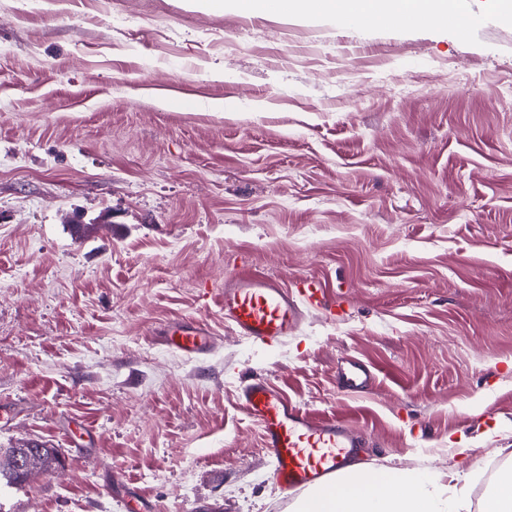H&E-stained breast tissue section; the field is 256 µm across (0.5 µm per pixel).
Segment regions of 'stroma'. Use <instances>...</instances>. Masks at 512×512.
Wrapping results in <instances>:
<instances>
[{
	"instance_id": "1",
	"label": "stroma",
	"mask_w": 512,
	"mask_h": 512,
	"mask_svg": "<svg viewBox=\"0 0 512 512\" xmlns=\"http://www.w3.org/2000/svg\"><path fill=\"white\" fill-rule=\"evenodd\" d=\"M468 10L460 37L0 0V448L65 459L0 512H293L251 377L349 422L366 467L446 473L475 505L512 472V22ZM295 41L317 55L266 53ZM244 269L330 300L253 343L224 323ZM187 319L207 356L158 340Z\"/></svg>"
}]
</instances>
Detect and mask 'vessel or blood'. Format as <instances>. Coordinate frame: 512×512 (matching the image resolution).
Returning <instances> with one entry per match:
<instances>
[{"label":"vessel or blood","mask_w":512,"mask_h":512,"mask_svg":"<svg viewBox=\"0 0 512 512\" xmlns=\"http://www.w3.org/2000/svg\"><path fill=\"white\" fill-rule=\"evenodd\" d=\"M326 302L325 288L309 278L291 289L253 271L237 272L224 281L225 324L235 335L267 345L294 335L306 312ZM160 334L166 344L190 357L205 355L216 343L210 330L194 321L167 324ZM239 400L261 429L273 478L284 494L333 488L337 472L360 456L361 442L346 421L312 419L266 379L245 380Z\"/></svg>","instance_id":"1"}]
</instances>
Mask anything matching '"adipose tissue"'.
<instances>
[{
	"instance_id": "ef3b65f1",
	"label": "adipose tissue",
	"mask_w": 512,
	"mask_h": 512,
	"mask_svg": "<svg viewBox=\"0 0 512 512\" xmlns=\"http://www.w3.org/2000/svg\"><path fill=\"white\" fill-rule=\"evenodd\" d=\"M285 14L336 16L348 20L369 13L391 24L417 19L443 27L451 11L447 0H284ZM331 493L305 494L297 512H461L462 502L450 496L440 474L412 469L371 470L348 466L337 475Z\"/></svg>"
}]
</instances>
